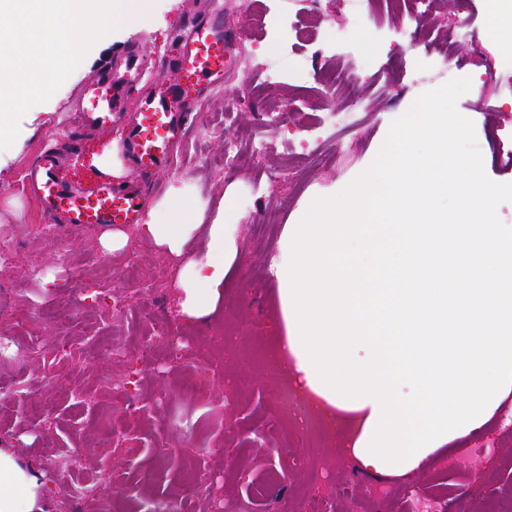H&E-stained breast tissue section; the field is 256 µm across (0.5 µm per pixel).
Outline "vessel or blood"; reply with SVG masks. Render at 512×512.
I'll use <instances>...</instances> for the list:
<instances>
[{
	"mask_svg": "<svg viewBox=\"0 0 512 512\" xmlns=\"http://www.w3.org/2000/svg\"><path fill=\"white\" fill-rule=\"evenodd\" d=\"M177 41L175 78L164 94L139 96L134 114L126 115L124 102L142 59L141 54L132 51L124 70L108 65L100 68L83 89L85 108L72 118L83 130L113 123L124 125V153L132 169L141 174L166 168L173 147L183 141L194 121L189 97L223 87L224 74L235 55L236 38L225 26L220 6L191 20ZM33 188L50 219L75 226H130L140 223L147 206L145 194L134 183L104 182L86 191L60 181L55 176V157L48 152L35 166Z\"/></svg>",
	"mask_w": 512,
	"mask_h": 512,
	"instance_id": "vessel-or-blood-1",
	"label": "vessel or blood"
}]
</instances>
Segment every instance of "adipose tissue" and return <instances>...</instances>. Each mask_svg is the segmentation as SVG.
<instances>
[{"label":"adipose tissue","instance_id":"1","mask_svg":"<svg viewBox=\"0 0 512 512\" xmlns=\"http://www.w3.org/2000/svg\"><path fill=\"white\" fill-rule=\"evenodd\" d=\"M448 115L410 122L341 199L286 225L274 261L284 334L278 365L302 397L342 427L361 469L398 477L480 429L512 395V225L490 223L477 160L452 154ZM430 138L431 153L417 149ZM466 189L456 219L436 211L449 173ZM140 225L181 256L199 228L204 257L180 271L185 315H211L234 254L223 215L187 184L170 186ZM45 489L0 447V512H44Z\"/></svg>","mask_w":512,"mask_h":512}]
</instances>
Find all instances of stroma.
<instances>
[{"label": "stroma", "instance_id": "1", "mask_svg": "<svg viewBox=\"0 0 512 512\" xmlns=\"http://www.w3.org/2000/svg\"><path fill=\"white\" fill-rule=\"evenodd\" d=\"M489 0H431L427 10L407 8L395 13L380 0H370L369 16L353 28V52L347 60L359 81L340 91L327 90L329 63H319L306 82L291 78L276 86L243 91L241 83L255 78L268 59L293 47L304 56L334 42L344 21L342 0H323L314 11L310 0H260V23L235 21L232 28L242 48L224 76L222 89L191 100L197 120L183 143L174 146L168 172L139 178L123 165L121 182L139 181L149 204H156L171 182L190 185L207 204L208 217L223 213L233 227L236 249L224 301L215 313L191 318L180 310L177 275L186 260L205 253L206 232L198 230L182 257H170L172 274L160 293H141L122 323L101 318L102 289H121V268L132 251L142 254V266L151 269L161 249L127 231L128 246L103 252L98 226H61L47 229L49 218L28 194L29 167L43 151L57 159L58 175L73 184L89 186L108 180L105 156L122 159V128L75 130L72 113L83 104L82 89L108 63L121 64L132 44H140L144 64L138 91L162 93L164 84L156 60L176 55L174 36L191 17L212 7V0H158L154 15L138 22H122L113 34L95 43L77 67L45 102L28 126L21 151L0 172V237L11 244L7 263H0V386L24 382L25 388L7 397L9 415L0 421V443L14 448L18 460L41 472L46 443H54L60 458L81 450L78 471L43 474L45 512H62L64 488L78 474L93 473L103 493L93 512H133L141 497L196 503L198 472L215 474L217 494L224 506L247 498L252 481L265 473H282L283 482L272 501H288L293 512H309L310 499L322 500L326 512H392L405 490L430 488L453 491L457 512H489L491 504L512 492V399L476 434L464 437L431 456L423 468L395 478L360 471L351 455L341 452L337 429L309 433L287 423L276 408L279 378L272 357L279 334L280 283L271 273L280 237H258V224H298L317 199L340 196L388 150L416 112L445 108L449 124H463L465 138L455 152L475 157L483 186L494 195V221L512 224V168L493 154L490 134L512 142V45L485 34ZM469 22L468 34L453 44L458 64L449 74L441 36L458 17ZM304 24L306 44H295L293 27ZM380 74L372 84V74ZM353 109L359 123L352 130L316 141L304 127L331 110ZM249 133L261 140L255 165L247 170L224 168V142ZM334 155L332 164L321 154ZM21 307L29 318L16 323L10 308ZM62 314L59 322L44 321L40 312ZM223 327L235 344L224 357L221 374H212L202 360L193 367L212 375V401L184 396L178 387L179 368L157 354L150 367L136 355L119 365L99 355L96 339L139 336L159 340L176 333L189 346L202 344L212 330ZM39 336L32 348L30 336ZM85 347L83 357L59 371L43 352L70 338ZM251 376L249 390L229 396L233 382ZM127 384L134 401L115 392ZM81 385L92 398L76 409L67 394ZM41 406L48 421L33 420L30 411ZM114 424L137 434L141 454L131 460L109 457L99 447L101 433ZM185 441L196 448L192 456L162 458L165 448ZM121 471L115 483L111 470ZM381 484L387 501L369 503L364 487Z\"/></svg>", "mask_w": 512, "mask_h": 512}]
</instances>
